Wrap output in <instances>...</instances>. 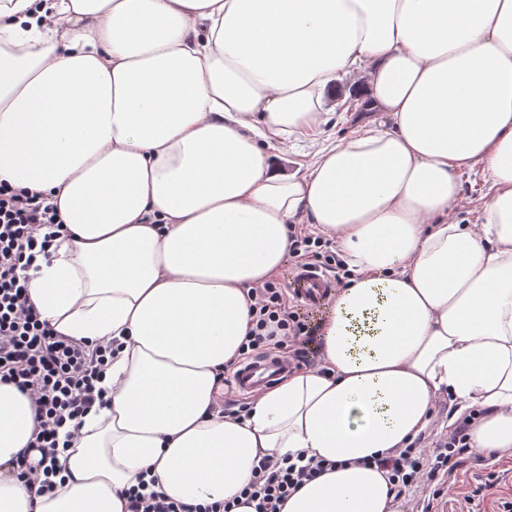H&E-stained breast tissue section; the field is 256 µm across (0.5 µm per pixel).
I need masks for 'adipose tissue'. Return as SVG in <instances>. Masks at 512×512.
Returning a JSON list of instances; mask_svg holds the SVG:
<instances>
[{"label": "adipose tissue", "instance_id": "ef3b65f1", "mask_svg": "<svg viewBox=\"0 0 512 512\" xmlns=\"http://www.w3.org/2000/svg\"><path fill=\"white\" fill-rule=\"evenodd\" d=\"M361 67L380 120L285 172L273 144L317 135ZM477 165L480 214L452 215ZM0 184L64 225L30 281L42 319L120 344L41 495L12 466L35 407L0 383V512H126L142 479L229 501L300 453L332 468L281 512H395L374 460L443 392L481 409L474 447L512 455V0H0ZM302 222L352 273L322 364L223 416L247 291Z\"/></svg>", "mask_w": 512, "mask_h": 512}]
</instances>
